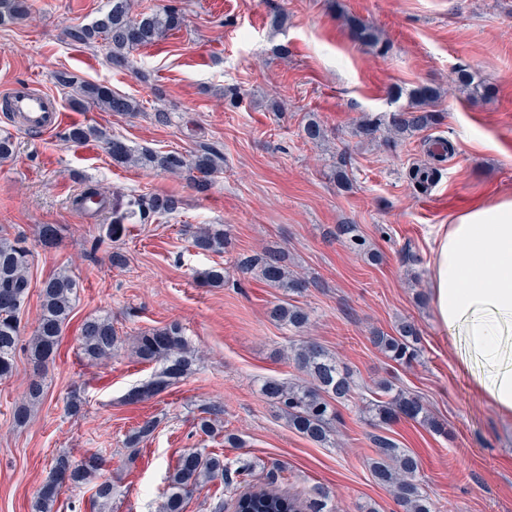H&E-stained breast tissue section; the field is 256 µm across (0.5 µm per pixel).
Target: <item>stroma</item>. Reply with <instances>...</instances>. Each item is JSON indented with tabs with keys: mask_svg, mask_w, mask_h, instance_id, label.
Masks as SVG:
<instances>
[{
	"mask_svg": "<svg viewBox=\"0 0 512 512\" xmlns=\"http://www.w3.org/2000/svg\"><path fill=\"white\" fill-rule=\"evenodd\" d=\"M26 19L0 25V90L31 81L62 108L60 128L46 134L12 130L0 112V135L15 151L0 161V231L31 251L30 288L20 315L21 342L11 377L0 380V512H33L51 463L61 454L105 449L112 501L93 503L84 484L63 489L55 512H158L170 470L185 451L206 447L252 463L251 486H266L279 464L280 489L303 497L328 491L338 512H401L377 485L368 462L375 430L365 420L364 389L382 377L420 395L445 429L402 420L386 433L418 455L419 477L436 512H512V419H503L455 368L460 339L435 318L431 299L433 239L458 212L498 195H512V0H131L133 12L178 9L180 28L137 49L134 69L113 67L101 48L66 37L91 24L107 0H28ZM373 24L381 42L354 39L344 15ZM465 68L492 89L490 97L454 90ZM104 84L142 106L134 115L76 107L56 82L59 73ZM429 84L443 89L436 126L395 144L386 131L368 142L355 134L365 115L388 120L407 99L391 88ZM318 121L326 137L308 142L303 127ZM75 124L93 125L141 150L190 154L207 145L224 157V172L207 192L185 177L151 166L112 161L102 144L64 139ZM450 141L454 153L421 187L411 178L428 162V147ZM94 186L110 201L89 223L70 205ZM175 196L179 212L135 218L136 203ZM123 218L130 229L125 267L112 266L105 226ZM61 229L42 247L38 228ZM223 225L224 252L202 255L190 244L195 228ZM355 225L380 262L351 253L335 235ZM270 246L288 252V266L309 281L304 293L282 289L237 270L239 256ZM224 267L222 287L199 271ZM66 271L81 288L60 348L46 367L44 398L25 425L13 423L26 398L33 363L28 341L40 315L44 280ZM306 308L309 337L353 375L360 389L338 404L334 441L315 444L291 430L260 392L266 377L297 378L286 356L295 332L271 319L282 299ZM110 315L124 343L97 362L78 353L86 317ZM421 334L412 367L392 364L371 344L378 329L402 320ZM177 323L199 352L191 373L138 403L128 390L156 371L140 362L130 341ZM84 401L71 415V392ZM219 403L225 432L202 440L201 410ZM154 435L129 455L125 439L144 419Z\"/></svg>",
	"mask_w": 512,
	"mask_h": 512,
	"instance_id": "35a3bbf8",
	"label": "stroma"
}]
</instances>
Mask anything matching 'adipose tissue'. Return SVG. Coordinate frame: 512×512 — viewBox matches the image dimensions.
<instances>
[{
	"instance_id": "1",
	"label": "adipose tissue",
	"mask_w": 512,
	"mask_h": 512,
	"mask_svg": "<svg viewBox=\"0 0 512 512\" xmlns=\"http://www.w3.org/2000/svg\"><path fill=\"white\" fill-rule=\"evenodd\" d=\"M433 307L465 346L459 370L512 417V196L475 204L434 240Z\"/></svg>"
}]
</instances>
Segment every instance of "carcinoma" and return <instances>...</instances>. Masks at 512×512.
<instances>
[{
	"label": "carcinoma",
	"instance_id": "1",
	"mask_svg": "<svg viewBox=\"0 0 512 512\" xmlns=\"http://www.w3.org/2000/svg\"><path fill=\"white\" fill-rule=\"evenodd\" d=\"M25 16L23 0H0V24L7 20L17 21ZM346 24L354 37L364 43L377 45L378 31L355 17H346ZM181 25V16L173 9L141 12L131 15L130 0H110L109 10L92 25L69 30L70 39L84 44L102 42L107 50L108 61L117 66L128 63L129 55L138 46H144L163 38ZM79 104L89 100L105 112L135 114L141 110L137 100L117 93L102 84L86 83L80 86ZM407 96V107L394 112L388 123L389 141L405 139L416 132L438 124L435 104L441 97L439 88L422 84L407 91L397 89L396 99ZM377 119L362 117L356 127L358 135L373 140L380 130ZM90 138L102 139L112 159L132 165H151L169 173L187 171L194 187L200 193L208 190L210 179L223 172L224 157L211 147L204 146L190 156L178 152L155 154L140 152L118 138H108L95 127L74 126L65 140L73 143ZM178 199L168 196H150L140 201L139 217L148 221L154 214H168L177 210ZM126 227L118 222L109 224L105 234L115 243L111 253L112 265L123 266L127 262L122 249L116 246L125 234ZM336 237L343 239L349 248L361 252L364 242L351 224L336 226ZM226 234L224 228L211 225L191 234V247L199 254L224 251ZM29 253L21 246V240L0 236V379L8 378L14 368V356L20 341L19 313L29 294ZM243 272L258 270L266 282L291 294L304 292L309 281L288 270L287 254L282 249H269L264 254L246 256L238 261ZM200 281L210 287L224 285V268L213 266L197 273ZM78 288L77 281L61 271L43 283L41 289V312L38 326L29 341L33 361V377L29 383L26 402L20 404L13 415L14 423L26 422L30 408L42 399V373L57 348L62 327L73 309V298ZM273 316L295 331H302L309 324V315L292 304H279L273 308ZM373 345L391 362L409 367L419 357L420 336L410 321L401 322L396 332H375L370 337ZM121 343L109 317H94L86 320L81 328L79 348L89 361L112 356ZM133 352L145 363H158L160 370L153 377L132 387L126 394L129 402L148 400L165 391L175 381L187 376L195 361L182 328L172 323L164 328L141 333L134 338ZM291 360L303 373L304 379L283 381L267 378L261 384L262 394L272 401L288 422V426L316 444L330 442L339 423L335 403L346 400L355 392V381L337 361L336 356L313 340H303L291 346ZM374 397L366 400L365 410L372 425L381 427L404 418L442 431V425L430 417L419 399L383 378L372 390ZM223 410L216 406L202 409L197 418V431L212 437L216 433V422ZM158 426L157 421L147 419L135 427L126 438L130 455L139 451L138 445L150 438ZM376 448L370 471L375 481L389 490L402 512H433L432 504L425 494L418 473V458L385 435L373 436ZM106 459L96 451L79 458L63 454L56 457L46 481L40 487L34 503V512H54L55 504L66 486L93 484L95 501L105 506L112 499V482L105 472ZM249 462L239 458L230 460L205 448H192L178 460L173 473L168 476L167 486L162 492L159 512H185L194 491L204 482L219 481L230 486L231 475L240 481L251 476ZM237 512H337L329 492L319 490L312 497L301 499L294 494L272 489L249 490L235 501Z\"/></svg>",
	"mask_w": 512,
	"mask_h": 512
}]
</instances>
